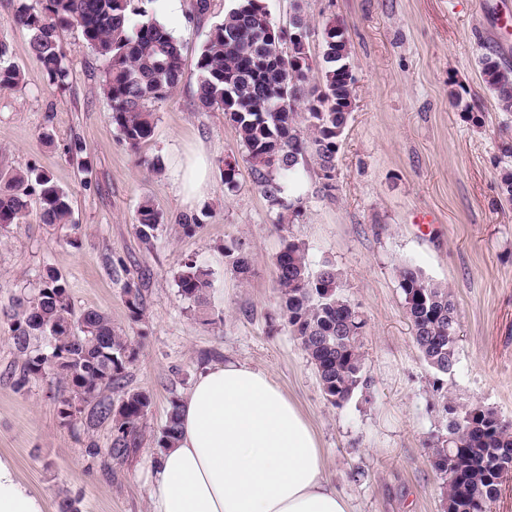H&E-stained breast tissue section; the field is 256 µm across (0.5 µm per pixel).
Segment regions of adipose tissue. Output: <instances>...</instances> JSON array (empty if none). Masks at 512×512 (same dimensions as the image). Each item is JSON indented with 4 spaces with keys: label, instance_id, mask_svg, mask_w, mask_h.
Masks as SVG:
<instances>
[{
    "label": "adipose tissue",
    "instance_id": "obj_1",
    "mask_svg": "<svg viewBox=\"0 0 512 512\" xmlns=\"http://www.w3.org/2000/svg\"><path fill=\"white\" fill-rule=\"evenodd\" d=\"M151 512H351L318 439L262 368L228 358L204 368L180 404V432L157 449ZM0 512H45L0 456Z\"/></svg>",
    "mask_w": 512,
    "mask_h": 512
}]
</instances>
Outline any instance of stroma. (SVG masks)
<instances>
[{
    "label": "stroma",
    "instance_id": "obj_1",
    "mask_svg": "<svg viewBox=\"0 0 512 512\" xmlns=\"http://www.w3.org/2000/svg\"><path fill=\"white\" fill-rule=\"evenodd\" d=\"M264 3L281 27L302 7L317 61L324 26L342 21L355 77L335 196H318L313 169L302 170L285 194L303 197L304 215L285 226L248 172L234 190L224 186V157L241 159L245 150L223 113L201 109L194 96L207 26L184 13L167 19L182 45L183 80L154 104L153 135L134 151L112 123L99 89L104 63L80 30L61 34L69 89H50L15 22L14 0H0V41L22 73L17 88L0 93V170L47 172L72 207L68 224H42L33 210L0 228V456L14 461L45 512H59L67 499L78 512H149V459L171 400H182L204 367L229 357L267 370L300 408L352 512H442V481L426 442L444 421L403 306L397 269L404 264L454 294L459 354L448 387L456 403L479 402L512 421V205L501 196L499 151L512 137V112L499 109L479 63L499 48L492 19L512 10V0ZM76 142L83 145L77 157L69 152ZM198 153L207 184L188 199L173 173ZM146 199L166 218L149 248L135 232ZM183 214L202 217L195 235L177 225ZM288 236L305 244L312 268L336 266L367 319V383L340 407L324 398L279 307L274 260ZM239 242L251 258L244 279L224 257ZM189 258L213 273L202 308L175 284ZM49 269L66 282L74 312L106 313L135 349L121 389L111 392L151 397L141 444L128 458L108 455L110 424L89 426L82 413L60 421L62 388L53 374L20 379L8 315L15 297L37 294ZM129 283L141 294L137 318L127 305Z\"/></svg>",
    "mask_w": 512,
    "mask_h": 512
}]
</instances>
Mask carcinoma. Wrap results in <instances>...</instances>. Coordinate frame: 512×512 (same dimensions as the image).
Returning a JSON list of instances; mask_svg holds the SVG:
<instances>
[{"label":"carcinoma","instance_id":"carcinoma-1","mask_svg":"<svg viewBox=\"0 0 512 512\" xmlns=\"http://www.w3.org/2000/svg\"><path fill=\"white\" fill-rule=\"evenodd\" d=\"M211 9L212 0H189V19L201 24ZM141 14L135 0H17L15 11L34 59L56 90L66 89L70 79L59 30L80 28L85 44L105 63L101 94L112 124L132 148L152 136V105L166 99L183 77L181 44L155 20L133 24ZM309 34L310 25L299 12L288 31L279 32L260 0H233L224 19L209 27L197 63L198 106L224 112L246 150L254 184L271 206L283 210L279 221L291 224L303 216V201L285 200L283 183L294 179L309 157L317 171L316 194L333 195L340 138L353 110L355 78L345 28L337 22L325 26L319 64L309 54ZM480 64L486 88L502 110L512 112V65L496 51L482 56ZM21 81L16 66L0 63V91ZM301 121L307 136L299 129ZM33 201L42 223H71L69 195L49 174L31 168L0 172L1 228L21 223ZM164 223L151 201L139 205L136 235L143 245L153 244ZM226 257L236 275H249L250 258L241 245L227 249ZM275 268L288 328L314 366L326 400L340 407L366 384L364 315L345 295L336 266L325 263L313 270L304 244L283 240ZM397 277L414 343L436 375L433 387L442 397V413L460 419V427L445 423L429 443L432 464L443 480L446 512H490L500 471L512 467V421L481 403L456 409L444 388V378L458 362L454 295L412 265L399 267ZM176 285L183 298L201 307L213 286L212 271L190 259L182 264ZM9 320L11 339L24 356V377L42 376L50 367L66 385L69 396L57 410L61 421L86 405L90 424H112V457L125 458L138 448L139 425L151 398L141 391H127L116 401L104 395L120 387L126 363L135 355L106 314L87 309L75 315L66 283L49 270L37 295L16 298ZM39 339L45 350L30 348ZM179 427V403L173 400L156 447H167Z\"/></svg>","mask_w":512,"mask_h":512}]
</instances>
